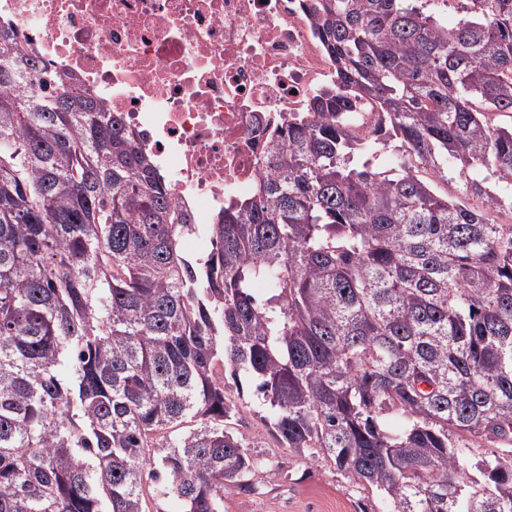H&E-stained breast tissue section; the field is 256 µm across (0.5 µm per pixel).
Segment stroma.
I'll return each instance as SVG.
<instances>
[{
  "mask_svg": "<svg viewBox=\"0 0 512 512\" xmlns=\"http://www.w3.org/2000/svg\"><path fill=\"white\" fill-rule=\"evenodd\" d=\"M236 428L266 466L256 476L254 495L225 492L224 512H364L371 507L356 480L280 447L252 412L242 411Z\"/></svg>",
  "mask_w": 512,
  "mask_h": 512,
  "instance_id": "1",
  "label": "stroma"
}]
</instances>
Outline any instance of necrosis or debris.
<instances>
[{
    "instance_id": "4bbe7bcc",
    "label": "necrosis or debris",
    "mask_w": 512,
    "mask_h": 512,
    "mask_svg": "<svg viewBox=\"0 0 512 512\" xmlns=\"http://www.w3.org/2000/svg\"><path fill=\"white\" fill-rule=\"evenodd\" d=\"M312 0H0V28L68 71L142 134L191 226L253 197L273 145L308 124L314 95L335 93L336 64ZM374 101L338 113L373 138Z\"/></svg>"
}]
</instances>
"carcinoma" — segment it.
I'll return each instance as SVG.
<instances>
[{"mask_svg":"<svg viewBox=\"0 0 512 512\" xmlns=\"http://www.w3.org/2000/svg\"><path fill=\"white\" fill-rule=\"evenodd\" d=\"M315 9L336 95L195 259L140 134L0 33V512H147L148 481L224 512L257 490L252 403L376 512H512V224L484 203L512 197V0L452 29L415 0ZM361 94L366 144L335 120Z\"/></svg>","mask_w":512,"mask_h":512,"instance_id":"obj_1","label":"carcinoma"}]
</instances>
